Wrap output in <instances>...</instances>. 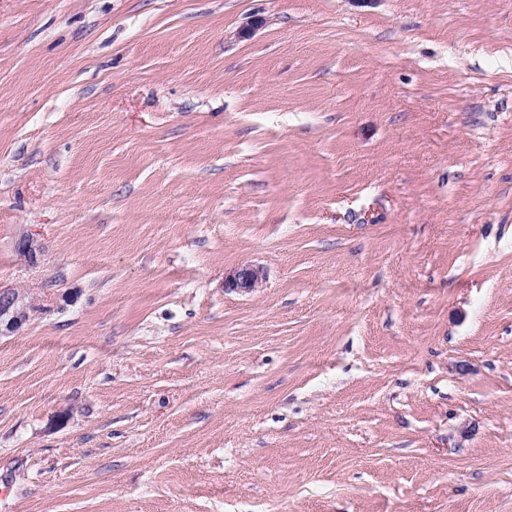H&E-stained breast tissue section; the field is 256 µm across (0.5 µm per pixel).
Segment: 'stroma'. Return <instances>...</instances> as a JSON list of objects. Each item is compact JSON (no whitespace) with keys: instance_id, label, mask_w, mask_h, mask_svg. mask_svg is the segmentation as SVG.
<instances>
[{"instance_id":"stroma-1","label":"stroma","mask_w":512,"mask_h":512,"mask_svg":"<svg viewBox=\"0 0 512 512\" xmlns=\"http://www.w3.org/2000/svg\"><path fill=\"white\" fill-rule=\"evenodd\" d=\"M0 286V512H512V0H0ZM264 279L263 270L252 265H244L229 273L225 279L227 288L239 291H252L258 288ZM35 307L26 300V297L8 288L0 287V335L18 331L29 321Z\"/></svg>"}]
</instances>
